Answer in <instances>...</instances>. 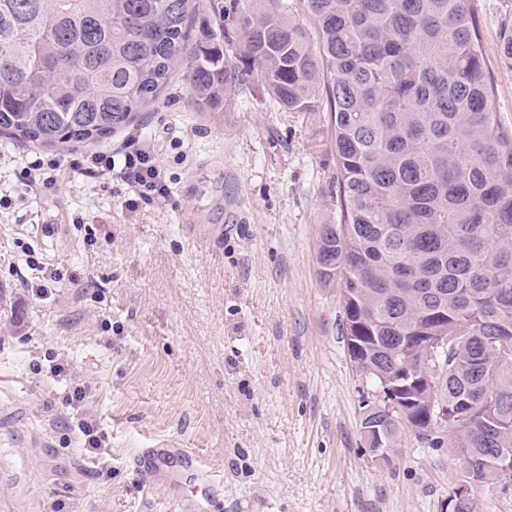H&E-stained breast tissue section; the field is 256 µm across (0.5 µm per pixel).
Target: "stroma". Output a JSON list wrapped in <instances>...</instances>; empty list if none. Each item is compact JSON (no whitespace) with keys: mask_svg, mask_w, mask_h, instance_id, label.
<instances>
[{"mask_svg":"<svg viewBox=\"0 0 512 512\" xmlns=\"http://www.w3.org/2000/svg\"><path fill=\"white\" fill-rule=\"evenodd\" d=\"M471 5L512 127L498 59L512 0ZM131 132L166 169L165 205L122 209L92 179L25 194L20 156L72 148L0 137V512H437L459 479L447 449L410 436L384 466L364 452L367 384L318 276L322 227L339 221L327 105L284 110L253 74L207 111L182 74L109 145ZM33 263L57 274L40 299L23 288ZM51 355L88 388L98 459L79 450ZM171 437L199 456L172 464L195 503L136 466Z\"/></svg>","mask_w":512,"mask_h":512,"instance_id":"35a3bbf8","label":"stroma"}]
</instances>
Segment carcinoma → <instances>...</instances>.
I'll use <instances>...</instances> for the list:
<instances>
[{"label":"carcinoma","instance_id":"1","mask_svg":"<svg viewBox=\"0 0 512 512\" xmlns=\"http://www.w3.org/2000/svg\"><path fill=\"white\" fill-rule=\"evenodd\" d=\"M310 32L264 0H233L205 40L201 0H0V134L41 148L92 144L153 106L179 67L202 106L253 71L290 112L323 89L340 222L323 225L319 276L340 288L342 335L369 381L422 372L415 346L446 338L437 396L464 476L493 484L512 458V127L495 110L471 0H299ZM319 47L313 48V42ZM235 49L234 61L224 45ZM512 66V31L499 45ZM388 455L428 417L362 403Z\"/></svg>","mask_w":512,"mask_h":512}]
</instances>
